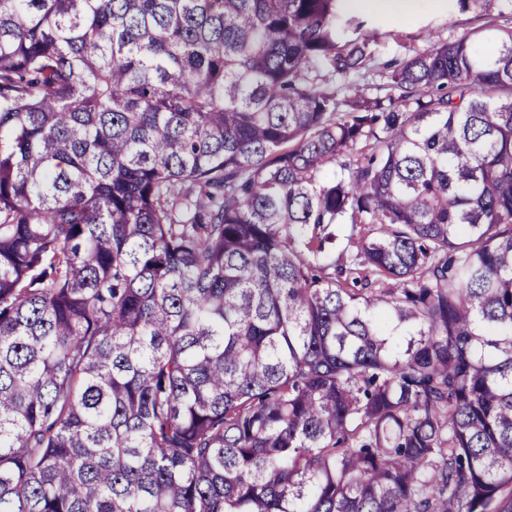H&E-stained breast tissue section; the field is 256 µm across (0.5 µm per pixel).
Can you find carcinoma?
I'll list each match as a JSON object with an SVG mask.
<instances>
[{"label": "carcinoma", "mask_w": 512, "mask_h": 512, "mask_svg": "<svg viewBox=\"0 0 512 512\" xmlns=\"http://www.w3.org/2000/svg\"><path fill=\"white\" fill-rule=\"evenodd\" d=\"M339 2L0 0V512H512V29ZM454 1L344 0V6L348 10L368 8V10L350 12L351 14L343 11V15L366 20L369 27L376 33V39L373 43L374 59L366 70L351 74L346 80L336 78L334 86L338 97L342 98L346 94V86L349 84L365 87L372 96L385 95L387 64L400 61L412 55L414 51L425 48L429 34H432L433 39L447 40L467 34L482 23V21H474L471 13L459 11ZM369 9L385 11L395 17L406 19H398Z\"/></svg>", "instance_id": "cac0c4a2"}]
</instances>
